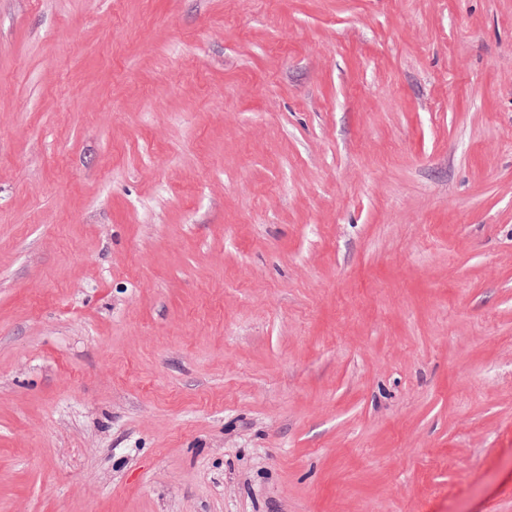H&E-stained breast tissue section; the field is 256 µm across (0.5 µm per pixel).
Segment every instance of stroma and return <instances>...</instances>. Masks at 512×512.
Instances as JSON below:
<instances>
[{"label":"stroma","instance_id":"stroma-1","mask_svg":"<svg viewBox=\"0 0 512 512\" xmlns=\"http://www.w3.org/2000/svg\"><path fill=\"white\" fill-rule=\"evenodd\" d=\"M0 512H512V0H0Z\"/></svg>","mask_w":512,"mask_h":512}]
</instances>
